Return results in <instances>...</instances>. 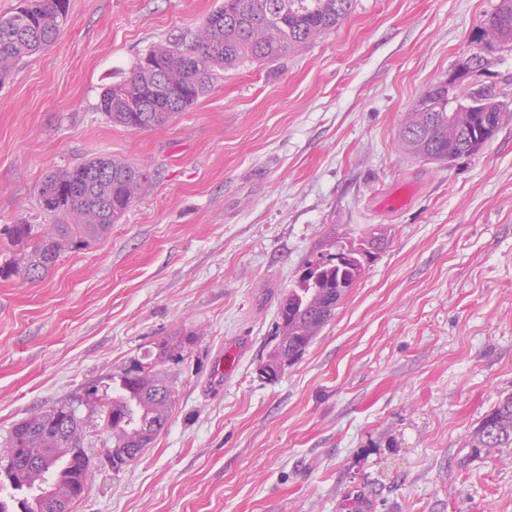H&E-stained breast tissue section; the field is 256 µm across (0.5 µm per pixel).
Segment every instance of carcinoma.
Here are the masks:
<instances>
[{"label":"carcinoma","instance_id":"1","mask_svg":"<svg viewBox=\"0 0 512 512\" xmlns=\"http://www.w3.org/2000/svg\"><path fill=\"white\" fill-rule=\"evenodd\" d=\"M354 0H224L190 39L159 44L142 56L129 80L103 91L100 110L115 124L144 130L169 123L211 88L216 72L253 60L296 54L336 30L352 12ZM68 0H24L0 17V84L25 58L48 50L67 24ZM495 40H474L473 52L512 51V0H498L485 22ZM508 103L497 85L461 81L425 93L407 113L399 131L402 148L438 161L474 153L496 132ZM145 180L139 168L110 157H97L48 174L38 206L52 223L14 224L11 242L18 258L0 266V277L31 279L49 271L67 250L105 236L137 197ZM375 254L353 252L340 262L306 263L296 286L280 301L281 336L261 367L274 380L285 364L300 356L334 315L336 306L361 279ZM193 336L147 351L100 398L104 428L112 447L107 458L117 467L141 453L163 430L177 391L156 370L158 363L181 354ZM85 431L68 404L30 414L12 429L5 476L30 497L23 512H52L53 498L78 501L87 486L92 462L83 448ZM466 447L490 456L512 447V394L500 397L467 437ZM39 458L40 467L30 466Z\"/></svg>","mask_w":512,"mask_h":512}]
</instances>
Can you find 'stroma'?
<instances>
[{
	"label": "stroma",
	"instance_id": "35a3bbf8",
	"mask_svg": "<svg viewBox=\"0 0 512 512\" xmlns=\"http://www.w3.org/2000/svg\"><path fill=\"white\" fill-rule=\"evenodd\" d=\"M221 3L69 0L57 42L0 85V227L47 223L51 171L100 155L149 168L107 236L41 278L0 277V449L70 403L94 464L72 512H354L361 496L372 512H512V448L464 446L512 393V109L449 163L398 143L497 0H356L302 52L218 72L170 123L112 124L104 89ZM377 227L387 246L334 317L262 379L304 264ZM188 334L158 366L178 395L168 425L112 469L86 389ZM241 336L211 387L213 356ZM246 345L244 338H238L229 343L224 348V359H219L213 366L212 381L215 385H220L222 381H227L233 370L234 364L242 353Z\"/></svg>",
	"mask_w": 512,
	"mask_h": 512
}]
</instances>
